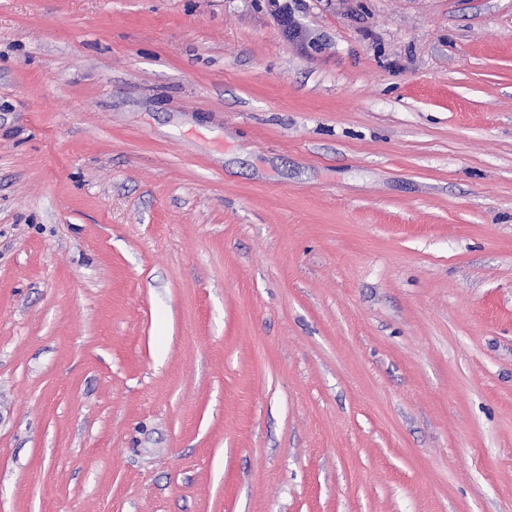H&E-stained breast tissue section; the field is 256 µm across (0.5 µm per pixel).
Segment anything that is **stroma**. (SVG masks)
Listing matches in <instances>:
<instances>
[{"mask_svg": "<svg viewBox=\"0 0 512 512\" xmlns=\"http://www.w3.org/2000/svg\"><path fill=\"white\" fill-rule=\"evenodd\" d=\"M0 0V512H512V0ZM270 16L282 28L289 42L301 52L309 54L317 48V40L304 31L295 18L306 0H262Z\"/></svg>", "mask_w": 512, "mask_h": 512, "instance_id": "stroma-1", "label": "stroma"}]
</instances>
